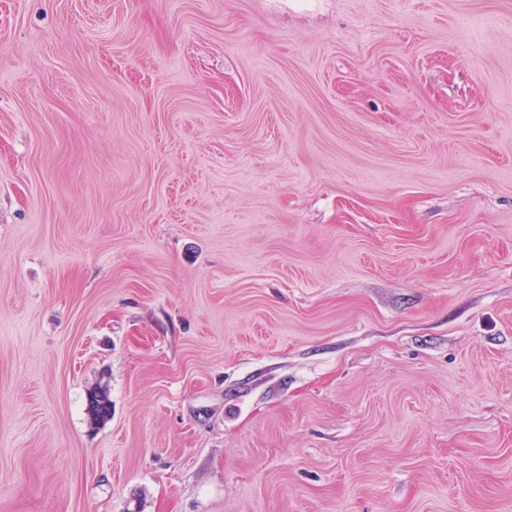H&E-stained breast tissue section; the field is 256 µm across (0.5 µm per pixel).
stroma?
<instances>
[{"label":"stroma","mask_w":512,"mask_h":512,"mask_svg":"<svg viewBox=\"0 0 512 512\" xmlns=\"http://www.w3.org/2000/svg\"><path fill=\"white\" fill-rule=\"evenodd\" d=\"M0 512H512V0H0ZM88 414L94 423L106 421L112 414V404L109 399L108 386L99 383L88 392Z\"/></svg>","instance_id":"1"}]
</instances>
